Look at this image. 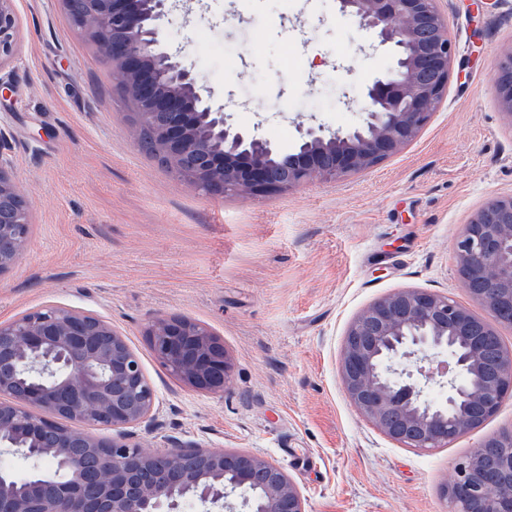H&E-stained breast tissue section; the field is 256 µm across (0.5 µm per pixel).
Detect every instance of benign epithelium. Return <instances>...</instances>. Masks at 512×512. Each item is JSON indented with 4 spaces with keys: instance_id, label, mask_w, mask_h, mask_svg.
<instances>
[{
    "instance_id": "7a95c632",
    "label": "benign epithelium",
    "mask_w": 512,
    "mask_h": 512,
    "mask_svg": "<svg viewBox=\"0 0 512 512\" xmlns=\"http://www.w3.org/2000/svg\"><path fill=\"white\" fill-rule=\"evenodd\" d=\"M72 25L110 64L133 106L135 129L150 130V152L174 176L212 199L288 190L367 172L410 145L441 105L455 56L439 0H338L378 45L396 50L394 68L367 88L362 123L299 129L288 152L237 125L202 95L190 69L161 43L173 0H61ZM19 16L0 0V68L14 57ZM499 63L501 114L512 122V51ZM30 203L0 159V276L29 238ZM459 276L483 305L476 316L433 291L401 289L351 322L341 351L344 391L389 439L443 448L483 425L512 394V195L477 210L455 246ZM170 372L221 393L231 366L224 345L184 317L157 315L146 327ZM447 389L427 396L434 380ZM155 394L137 357L110 323L46 307L0 323V445L47 459L60 477L18 478L0 470V512H176L195 498L203 512H306L285 471L250 452L204 449L176 437L164 450L135 440L155 425ZM109 427L100 438L68 422ZM453 512H512V429L484 438L442 487Z\"/></svg>"
}]
</instances>
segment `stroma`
I'll list each match as a JSON object with an SVG mask.
<instances>
[{
  "label": "stroma",
  "mask_w": 512,
  "mask_h": 512,
  "mask_svg": "<svg viewBox=\"0 0 512 512\" xmlns=\"http://www.w3.org/2000/svg\"><path fill=\"white\" fill-rule=\"evenodd\" d=\"M17 54L0 69V156L32 202L23 254L0 277V322L56 305L112 324L156 393L158 427L205 448L260 454L306 512H450L441 489L484 438L512 428V396L445 448L404 447L346 396L351 321L404 288L475 315L453 243L491 198L512 194V125L494 74L512 50V0H439L456 46L448 94L419 137L369 172L289 190L202 195L143 151L94 43L61 0H16ZM165 46L238 124L289 150L301 124L362 119L391 46L336 0H179ZM208 327L231 363L224 392L177 379L145 333L157 315Z\"/></svg>",
  "instance_id": "stroma-1"
}]
</instances>
